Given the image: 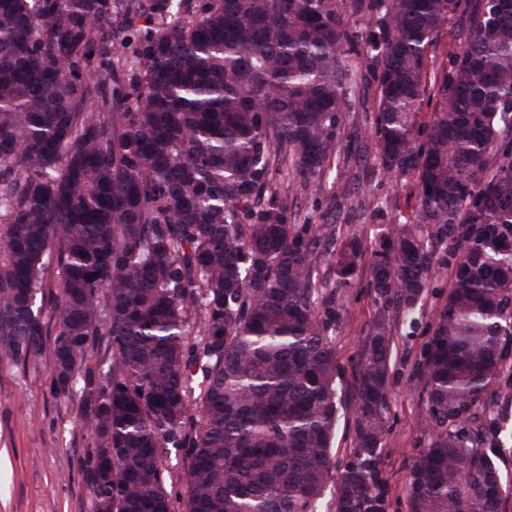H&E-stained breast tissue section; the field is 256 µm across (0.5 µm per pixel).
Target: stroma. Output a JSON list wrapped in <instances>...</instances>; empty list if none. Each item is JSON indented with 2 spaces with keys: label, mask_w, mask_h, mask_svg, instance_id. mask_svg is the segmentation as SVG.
Wrapping results in <instances>:
<instances>
[{
  "label": "stroma",
  "mask_w": 512,
  "mask_h": 512,
  "mask_svg": "<svg viewBox=\"0 0 512 512\" xmlns=\"http://www.w3.org/2000/svg\"><path fill=\"white\" fill-rule=\"evenodd\" d=\"M378 83L373 68L361 69L356 99L341 129L342 140L354 132H368L376 116ZM357 189L341 197L327 182L295 186L287 193L288 217L298 224H341L344 232L371 241V212L410 214L416 207V178L382 173L372 157L353 158L348 167ZM367 272H360L355 288L344 299L343 322L335 334L336 362L343 407L333 441L332 461L343 468L352 452V400L355 373L376 306L367 289ZM452 286L450 273L434 280L416 330L397 327L390 374L387 435L381 449V479L386 512H410L406 494L408 467L428 441L424 427L425 377L418 362L429 339V326ZM490 409L504 425L500 462L509 492L504 512H512V369L494 384ZM79 394L66 397L51 389L48 354L22 363L0 352V512H92L86 487L85 450L88 436L76 428Z\"/></svg>",
  "instance_id": "1"
}]
</instances>
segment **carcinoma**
Segmentation results:
<instances>
[{
    "label": "carcinoma",
    "mask_w": 512,
    "mask_h": 512,
    "mask_svg": "<svg viewBox=\"0 0 512 512\" xmlns=\"http://www.w3.org/2000/svg\"><path fill=\"white\" fill-rule=\"evenodd\" d=\"M148 2L154 25L129 39L112 18L142 0H0V350L25 362L54 335L95 512H172L168 448L187 452L185 512H320L336 292L365 260L377 314L334 512H385L393 329L414 327L444 268L410 509L503 512L487 405L512 367V0ZM458 12L465 45L423 130L429 51ZM116 47L129 69L114 90L93 76L114 74ZM359 55L379 89L365 152L418 194L408 217L375 214L368 255L331 224L288 223L273 182L349 191L344 59Z\"/></svg>",
    "instance_id": "cac0c4a2"
}]
</instances>
